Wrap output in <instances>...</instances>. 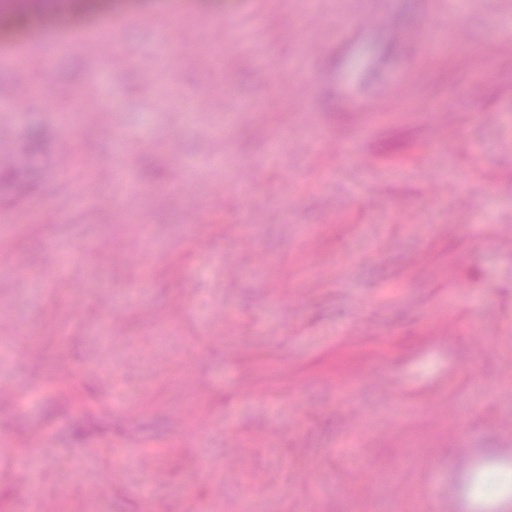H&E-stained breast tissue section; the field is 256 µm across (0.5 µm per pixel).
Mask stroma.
I'll return each instance as SVG.
<instances>
[{
    "instance_id": "stroma-1",
    "label": "stroma",
    "mask_w": 512,
    "mask_h": 512,
    "mask_svg": "<svg viewBox=\"0 0 512 512\" xmlns=\"http://www.w3.org/2000/svg\"><path fill=\"white\" fill-rule=\"evenodd\" d=\"M426 20L430 47L393 43ZM113 32L0 67V176L26 186L0 184V506L512 512L468 495L512 466V0H204ZM57 396L58 402L64 407H77L84 405V396L82 391L74 384L73 380L67 375L57 377Z\"/></svg>"
}]
</instances>
